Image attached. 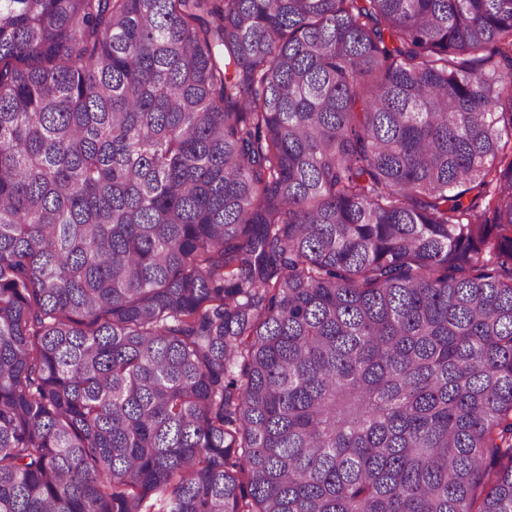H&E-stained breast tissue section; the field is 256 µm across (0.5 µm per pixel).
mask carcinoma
<instances>
[{
    "mask_svg": "<svg viewBox=\"0 0 512 512\" xmlns=\"http://www.w3.org/2000/svg\"><path fill=\"white\" fill-rule=\"evenodd\" d=\"M0 512H512V0H0Z\"/></svg>",
    "mask_w": 512,
    "mask_h": 512,
    "instance_id": "carcinoma-1",
    "label": "carcinoma"
}]
</instances>
